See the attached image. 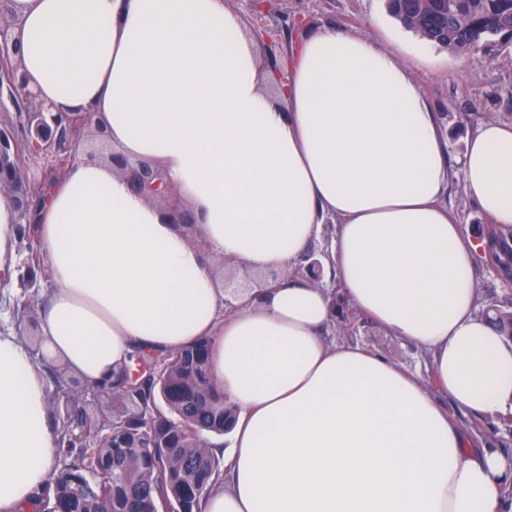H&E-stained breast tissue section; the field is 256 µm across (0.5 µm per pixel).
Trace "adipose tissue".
I'll use <instances>...</instances> for the list:
<instances>
[{"instance_id": "obj_1", "label": "adipose tissue", "mask_w": 512, "mask_h": 512, "mask_svg": "<svg viewBox=\"0 0 512 512\" xmlns=\"http://www.w3.org/2000/svg\"><path fill=\"white\" fill-rule=\"evenodd\" d=\"M16 59L51 112H86L152 158L200 217L198 240L77 151L34 206L50 288L35 338L0 332V512H35L57 465L46 365L119 381L136 351L210 342L236 414L203 512H512V454L460 408L512 410V341L477 315L480 245L442 201L453 176L512 226V122L468 135L459 173L401 47L322 26L286 73L224 0H12ZM347 303L430 358L435 389L360 346L330 345L328 289L293 277L224 311L222 271L294 267L325 221ZM0 192V286L17 265Z\"/></svg>"}]
</instances>
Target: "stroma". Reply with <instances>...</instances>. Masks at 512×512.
I'll use <instances>...</instances> for the list:
<instances>
[{
  "instance_id": "obj_1",
  "label": "stroma",
  "mask_w": 512,
  "mask_h": 512,
  "mask_svg": "<svg viewBox=\"0 0 512 512\" xmlns=\"http://www.w3.org/2000/svg\"><path fill=\"white\" fill-rule=\"evenodd\" d=\"M285 14L307 16L317 26L353 29L384 47L402 45L442 125L451 169H458L465 139L482 121L512 120V45L505 47L493 63L480 52L450 53L420 40L399 25L388 14L386 0H273L271 19ZM16 250L19 280L12 288H0V331L14 332L30 343L36 335L37 312L29 310L27 318L21 319L15 311L17 300L24 295L21 277L27 271L28 252L21 243ZM474 276L477 312L505 300L512 301V281L499 276L484 255L475 259ZM328 340L336 345L360 344L421 375L429 373L428 356L363 316L351 325L336 322Z\"/></svg>"
}]
</instances>
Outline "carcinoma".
<instances>
[{
    "instance_id": "obj_1",
    "label": "carcinoma",
    "mask_w": 512,
    "mask_h": 512,
    "mask_svg": "<svg viewBox=\"0 0 512 512\" xmlns=\"http://www.w3.org/2000/svg\"><path fill=\"white\" fill-rule=\"evenodd\" d=\"M389 14L429 44L450 53L480 49L489 62L512 37V0H389ZM494 256L512 273V227L492 235ZM486 316L512 340V311ZM173 366L151 376L130 398L135 411L112 416L104 439L77 442L60 432L59 452L70 462L57 468L42 490L38 512H201L203 496L224 479V459L202 447L203 433L222 435L234 409L209 380L208 341L160 358L140 355L136 364Z\"/></svg>"
}]
</instances>
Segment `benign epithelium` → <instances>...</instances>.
Listing matches in <instances>:
<instances>
[{
    "instance_id": "obj_1",
    "label": "benign epithelium",
    "mask_w": 512,
    "mask_h": 512,
    "mask_svg": "<svg viewBox=\"0 0 512 512\" xmlns=\"http://www.w3.org/2000/svg\"><path fill=\"white\" fill-rule=\"evenodd\" d=\"M256 16L258 37L266 44L268 52L280 48L279 34L288 29H299L307 25V18L297 16L270 31L265 24V2L248 0ZM14 20L0 23V107L9 102L18 108L22 120L19 126L0 128V191L8 193L14 203L19 224L34 226L32 204L40 198L52 180H30L17 163L19 148L24 147L33 156H51L60 164L73 158L82 131L90 127V115L75 113L62 117L59 113H46L29 91L30 78L15 62L16 41L12 36ZM112 170L122 177L135 192L164 205L178 194L176 186L165 179L153 159L129 161L119 153L111 155ZM293 276L305 277L314 284L323 278V264L316 252H307L304 263L298 265ZM283 279L277 271H252L247 282L234 283L224 279V288L234 295L244 288H264Z\"/></svg>"
}]
</instances>
